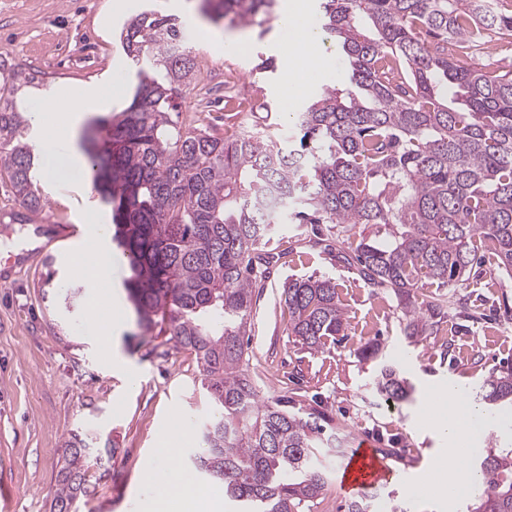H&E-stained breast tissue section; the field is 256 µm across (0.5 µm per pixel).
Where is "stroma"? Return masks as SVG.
Returning <instances> with one entry per match:
<instances>
[{
  "label": "stroma",
  "instance_id": "obj_1",
  "mask_svg": "<svg viewBox=\"0 0 512 512\" xmlns=\"http://www.w3.org/2000/svg\"><path fill=\"white\" fill-rule=\"evenodd\" d=\"M0 0V53L25 71L38 72L61 89L115 84L121 92L111 104L88 111V118L108 117L126 108L138 84L137 68L124 53L117 33L129 15L147 0ZM157 9L180 15L191 37V52L200 76L183 87L179 98L182 120L215 130L224 128V75L245 74L235 96L268 113L264 123L249 116L236 122L248 131L273 135L289 114L302 111L323 89L341 85L349 61L333 38L323 44L331 61L318 79L303 77L302 91L283 96V68L255 78L260 59L279 52V31L245 27V51L211 44L210 23L200 14L199 0H156ZM44 201L40 214L62 224L81 225L83 233L55 244L50 254L34 255L31 213L16 199L9 180L0 175V267L14 262L10 279L0 283V483L13 493L12 512H49L56 476L71 434H99L115 444L107 468L86 475L90 496L79 498L73 512H144L136 496L141 475L151 458L160 427L171 412L188 420L189 441L177 457L192 469L199 450L197 431L210 412L194 354L144 333L137 326L124 282L128 261L113 252L107 284L122 309L113 312L119 327L114 357L99 351L95 326L87 316L93 291L70 270V258L87 245L91 224H107L111 210L86 189L80 177L65 187L40 180ZM264 251L270 257L264 286L251 312L248 353L260 400L282 395L320 404L342 423L349 442L369 440L375 447L394 449L398 477L379 487L375 512H390L392 500L407 512H464L463 506H440L414 496L404 476L428 468L443 441L437 425L425 423L429 396L448 384L466 391L478 388L500 362L512 360V279L499 276L494 259H482L475 276L449 289L448 318L439 335L416 346L403 337L402 313L386 288H371L355 268L343 262L345 246L335 237H316L307 224L280 226ZM310 275L332 278L344 304L346 330L339 341L316 353L304 350L288 334V311L281 300L285 282ZM79 290L73 303L67 291ZM380 338L389 360L414 386L410 400L393 403L373 387L377 364L363 360L361 345ZM139 375L129 384L116 362Z\"/></svg>",
  "mask_w": 512,
  "mask_h": 512
}]
</instances>
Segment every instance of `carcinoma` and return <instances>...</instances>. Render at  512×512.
<instances>
[{"label":"carcinoma","mask_w":512,"mask_h":512,"mask_svg":"<svg viewBox=\"0 0 512 512\" xmlns=\"http://www.w3.org/2000/svg\"><path fill=\"white\" fill-rule=\"evenodd\" d=\"M323 28L351 59L349 87L327 89L288 132L261 138L233 123L212 132L173 119L181 87L197 78L180 18L146 8L118 39L137 63L129 106L87 149L93 188L111 206V239L129 261L124 283L139 325L194 352L212 413L193 463L224 484L238 512H315L346 434L319 408L288 397L259 402L244 361L261 245L278 226L341 224L365 283L388 288L404 316L408 345L437 334L448 296L478 251L512 277V71L491 75L458 56L459 42L486 30L512 39V14L499 0H318ZM277 0H205V12L263 26ZM371 23L374 34L363 32ZM36 75L0 61V173L18 201L41 207L37 161L24 141L28 119L10 100ZM358 224L386 238L356 239ZM288 334L318 352L344 335L345 312L329 277L288 280L282 292ZM377 392L410 399L399 368L380 362ZM512 400V363L475 391L489 411ZM109 448L74 435L57 474L51 512H70L88 493V468ZM469 470L483 491L466 512H512V448H486ZM377 495L347 512H373Z\"/></svg>","instance_id":"obj_1"}]
</instances>
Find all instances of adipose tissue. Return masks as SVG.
<instances>
[{"mask_svg": "<svg viewBox=\"0 0 512 512\" xmlns=\"http://www.w3.org/2000/svg\"><path fill=\"white\" fill-rule=\"evenodd\" d=\"M304 0H288L276 25L282 35L279 52L285 63L284 92L296 89L295 76L299 71L319 73L327 65V59L320 44V35L305 22ZM104 90L87 92L72 90L37 104L31 119L35 124H43L45 112L61 113V121L46 132L40 150L46 158V176L52 180H66L74 175H85L87 160L75 147L84 112L93 103L109 100ZM184 418L174 415L173 423L164 427L159 435L155 450V462L146 466L144 480L155 486L147 512H194V506L201 489L193 475L174 465L173 459L188 441L183 429ZM448 441L445 448L439 449L437 458L427 470L421 483L422 490L430 492L437 500L448 502L462 493L470 492L472 483L468 476L448 464L457 451V442L463 433V425L457 413H449L440 423Z\"/></svg>", "mask_w": 512, "mask_h": 512, "instance_id": "ef3b65f1", "label": "adipose tissue"}]
</instances>
